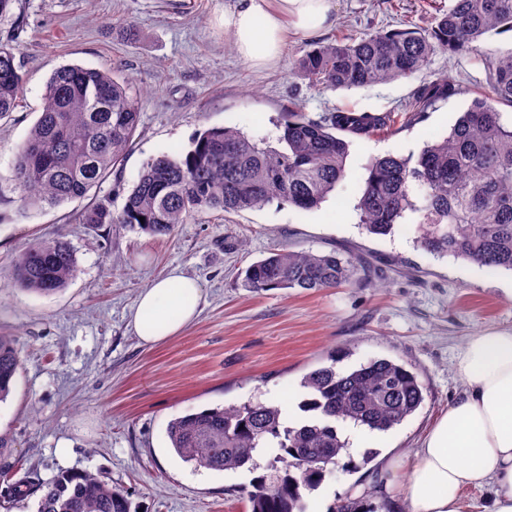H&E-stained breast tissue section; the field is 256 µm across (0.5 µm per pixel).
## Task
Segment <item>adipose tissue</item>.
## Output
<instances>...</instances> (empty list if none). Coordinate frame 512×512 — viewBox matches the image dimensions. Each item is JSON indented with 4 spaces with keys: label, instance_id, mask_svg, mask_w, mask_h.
Instances as JSON below:
<instances>
[{
    "label": "adipose tissue",
    "instance_id": "obj_1",
    "mask_svg": "<svg viewBox=\"0 0 512 512\" xmlns=\"http://www.w3.org/2000/svg\"><path fill=\"white\" fill-rule=\"evenodd\" d=\"M334 0H235L224 29L236 54L257 69L281 59L287 29L312 34L330 26ZM197 283L171 271L139 296L131 327L152 347L197 316ZM467 390L415 453L403 489L409 512H462V493L494 484L486 512H512V331L471 339L457 362Z\"/></svg>",
    "mask_w": 512,
    "mask_h": 512
}]
</instances>
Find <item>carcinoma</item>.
<instances>
[{"mask_svg": "<svg viewBox=\"0 0 512 512\" xmlns=\"http://www.w3.org/2000/svg\"><path fill=\"white\" fill-rule=\"evenodd\" d=\"M512 31V0H451L428 33L391 29L317 44L296 62L297 73L323 89L369 87L407 78L438 49L479 51L481 37ZM486 87L477 92L448 136L417 156L388 153L373 161L358 203L360 223L386 236L395 225H416L426 252L491 270L512 272V122L497 105L512 106V48L480 56ZM24 77L14 48L0 43V118L16 106ZM450 78L432 81L401 109L372 115L349 109L317 118L293 107L280 114L275 142L230 127L197 135L187 151L159 154L142 168L119 210L104 201L87 207L81 223L122 225L167 236L205 211L257 209L276 199L302 211L317 208L345 178L348 133L369 137L397 123L409 126L432 104L458 94ZM132 83L105 68L63 65L48 79L40 116L17 146L11 180L23 206H56L80 198L118 166L139 124ZM363 271L360 260L334 253L273 251L245 271L244 287L320 291L338 288ZM78 272L75 249L61 233L24 249L10 270L21 288L52 294ZM22 367L15 340L0 335V403ZM302 415L288 420L261 402L214 407L172 419L170 447L186 463L216 471L248 467L261 448L272 474L246 490L252 512H306L304 493L349 454L339 427L388 432L423 404V384L406 364L373 358L345 371L318 368L300 382ZM316 459L315 465L306 460ZM9 496L30 495L27 477L7 483ZM36 512H133L128 495L87 470H59L39 486Z\"/></svg>", "mask_w": 512, "mask_h": 512, "instance_id": "carcinoma-1", "label": "carcinoma"}]
</instances>
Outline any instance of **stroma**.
Segmentation results:
<instances>
[{
    "mask_svg": "<svg viewBox=\"0 0 512 512\" xmlns=\"http://www.w3.org/2000/svg\"><path fill=\"white\" fill-rule=\"evenodd\" d=\"M333 25L289 32L278 64L256 70L224 31L229 0H15L0 19V42L16 47L25 75L19 105L0 120V332L14 337L22 368L6 403L0 471L61 469L100 474L127 490L141 512H250L247 468H194L171 449L169 421L249 400L279 405L299 396L310 371L344 370L380 357L407 364L424 387L414 415L386 433L370 463L354 455L304 500L307 512H408L401 496L424 434L464 390L457 357L475 336L512 330V273L490 271L417 247L415 227L364 231L356 209L373 158L418 154L446 136L470 98L438 100L390 136L354 137L346 176L311 211L270 201L262 208L203 213L168 237L78 223L93 202L124 204L153 156L187 150L211 127L275 137L280 112L311 116L348 108L389 112L441 76L481 82L471 55L437 51L423 71L369 88L319 91L294 72L316 43L381 29L430 31L449 0H335ZM134 24L141 38L122 37ZM112 68L140 94V123L123 165L84 197L55 207L20 205L11 179L15 150L41 112L46 82L63 65ZM64 232L79 270L63 290H23L8 272L30 244ZM363 257L346 285L322 291L243 288L244 270L274 250ZM179 270L201 288L200 311L177 336L154 347L130 326L139 293ZM393 482L383 488L386 466Z\"/></svg>",
    "mask_w": 512,
    "mask_h": 512,
    "instance_id": "obj_1",
    "label": "stroma"
}]
</instances>
